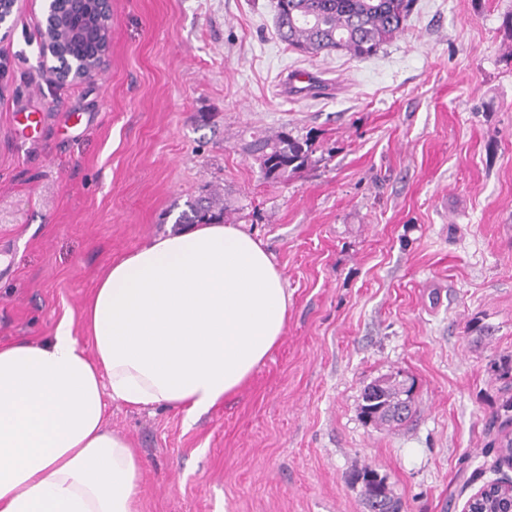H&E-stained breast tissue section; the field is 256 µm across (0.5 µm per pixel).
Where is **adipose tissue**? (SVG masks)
Segmentation results:
<instances>
[{
	"label": "adipose tissue",
	"instance_id": "adipose-tissue-1",
	"mask_svg": "<svg viewBox=\"0 0 512 512\" xmlns=\"http://www.w3.org/2000/svg\"><path fill=\"white\" fill-rule=\"evenodd\" d=\"M288 291L234 224L176 227L112 263L41 342L0 345V512H138L142 466L106 401L192 421L280 343Z\"/></svg>",
	"mask_w": 512,
	"mask_h": 512
}]
</instances>
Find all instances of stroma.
<instances>
[{"mask_svg": "<svg viewBox=\"0 0 512 512\" xmlns=\"http://www.w3.org/2000/svg\"><path fill=\"white\" fill-rule=\"evenodd\" d=\"M276 0H112L103 70L58 83L44 0L0 38V344L41 341L112 261L219 191L274 257L285 335L222 405L185 422L107 406L142 462L140 512H366L352 472L402 512H461L512 479L490 422L512 397V0H415L368 59L282 42ZM317 75L296 98L289 71ZM30 112L35 139L17 131ZM311 137L279 184L250 132ZM391 378L411 417L365 422Z\"/></svg>", "mask_w": 512, "mask_h": 512, "instance_id": "35a3bbf8", "label": "stroma"}]
</instances>
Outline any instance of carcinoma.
Returning <instances> with one entry per match:
<instances>
[{
    "label": "carcinoma",
    "mask_w": 512,
    "mask_h": 512,
    "mask_svg": "<svg viewBox=\"0 0 512 512\" xmlns=\"http://www.w3.org/2000/svg\"><path fill=\"white\" fill-rule=\"evenodd\" d=\"M412 0H276L278 33L288 46L318 55L345 52L366 59L403 32ZM251 154L266 157L265 180L278 182L304 168L313 153L312 142L283 128L268 134L255 131L247 144ZM227 207L220 192L187 202L178 224H222ZM410 390L384 379L373 392H363L360 414L364 421L379 425L398 424L410 411Z\"/></svg>",
    "instance_id": "1"
}]
</instances>
